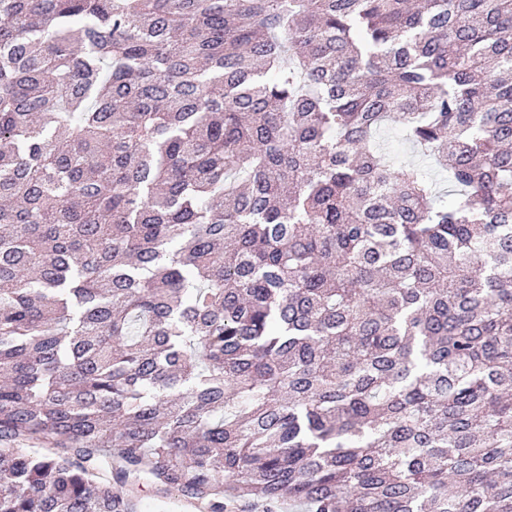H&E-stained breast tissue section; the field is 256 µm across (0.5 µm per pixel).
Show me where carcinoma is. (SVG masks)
Instances as JSON below:
<instances>
[{
	"label": "carcinoma",
	"instance_id": "obj_1",
	"mask_svg": "<svg viewBox=\"0 0 512 512\" xmlns=\"http://www.w3.org/2000/svg\"><path fill=\"white\" fill-rule=\"evenodd\" d=\"M0 371V512H512V0H0ZM400 122L398 120L392 122L387 128L381 132V138L386 146L398 154L404 160H412L414 158L411 148L401 139ZM139 497L142 501L143 512H202L189 510L185 500L177 495H164L157 493L151 486L140 487Z\"/></svg>",
	"mask_w": 512,
	"mask_h": 512
}]
</instances>
